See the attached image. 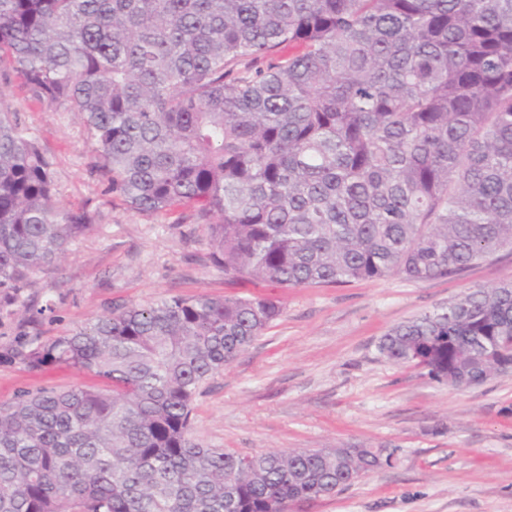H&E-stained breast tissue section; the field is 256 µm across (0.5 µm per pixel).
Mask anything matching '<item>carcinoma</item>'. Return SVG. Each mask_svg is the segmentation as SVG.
I'll return each mask as SVG.
<instances>
[{
	"instance_id": "1",
	"label": "carcinoma",
	"mask_w": 512,
	"mask_h": 512,
	"mask_svg": "<svg viewBox=\"0 0 512 512\" xmlns=\"http://www.w3.org/2000/svg\"><path fill=\"white\" fill-rule=\"evenodd\" d=\"M80 115L105 193L191 209L231 280L281 286L458 276L512 255V0H0V57ZM265 66L240 69L244 61ZM88 227L0 111V317ZM281 315L259 296L120 304L5 356L90 387L0 403V512H280L381 452L243 455L189 437L193 404ZM452 387L512 362V281L377 345Z\"/></svg>"
}]
</instances>
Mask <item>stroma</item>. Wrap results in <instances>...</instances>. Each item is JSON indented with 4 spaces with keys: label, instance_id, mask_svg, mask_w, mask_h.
I'll use <instances>...</instances> for the list:
<instances>
[{
    "label": "stroma",
    "instance_id": "1",
    "mask_svg": "<svg viewBox=\"0 0 512 512\" xmlns=\"http://www.w3.org/2000/svg\"><path fill=\"white\" fill-rule=\"evenodd\" d=\"M0 106L17 112L38 139L61 205L89 216L66 258L27 290L47 308L36 327L43 340L69 334L116 303L272 297L279 318L196 397L192 440L242 454L373 448L391 455V465L300 512H512V373L454 388L377 351L392 327L468 289L512 281V257L426 281L231 282L211 264L207 230L190 211L140 213L106 196L80 118L34 101L5 62ZM90 381L70 367L33 373L0 360V401L25 388Z\"/></svg>",
    "mask_w": 512,
    "mask_h": 512
}]
</instances>
